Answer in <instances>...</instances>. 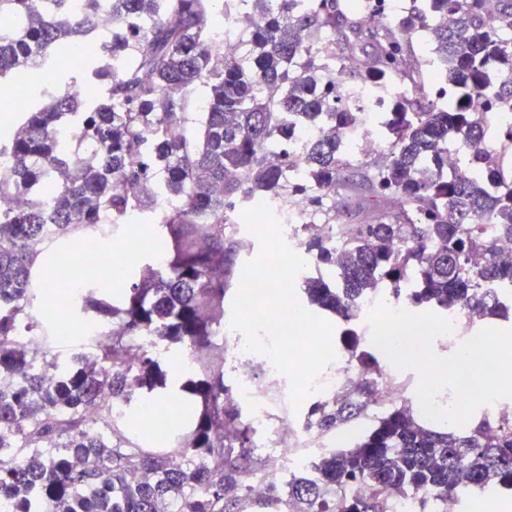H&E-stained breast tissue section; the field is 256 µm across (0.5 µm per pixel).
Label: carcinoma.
<instances>
[{
    "instance_id": "cac0c4a2",
    "label": "carcinoma",
    "mask_w": 512,
    "mask_h": 512,
    "mask_svg": "<svg viewBox=\"0 0 512 512\" xmlns=\"http://www.w3.org/2000/svg\"><path fill=\"white\" fill-rule=\"evenodd\" d=\"M217 0H0V78L13 84L56 80V63L81 48L84 100L67 89L34 108L0 92V112H22L1 130L12 157L0 178V498L23 501L37 489L48 512H329L326 489L364 484L339 512H391L387 490L435 512L464 486L481 496L512 482V423L491 414L463 430L437 431L406 404L394 406L349 448L323 454L319 479L288 480L287 499L267 485L245 504L252 480L277 459L259 452L242 410L229 400L220 365L181 391L187 436L145 448L127 423L110 419L107 392L128 410L168 388L158 351L207 346L224 319V299L241 277L244 253L237 212L257 200L284 204L307 196L311 214L341 228L343 245L303 236L318 277L302 282L311 308L358 321L356 302L385 288L411 310L444 313L464 306L473 321H512V179L499 181L492 147L512 144V124L488 129L484 113L512 111V0H413L386 31L348 16L343 0H247L260 21L247 27V56L214 46L209 13ZM112 13L114 30L96 33L95 14ZM426 32L431 62L448 82L443 104L412 64L410 31ZM398 82L382 131V155L362 161L341 150L355 121L352 91ZM204 89L199 136L184 133L185 99ZM79 123L75 138L59 136ZM319 136L296 152L285 147L293 124ZM467 155L448 165V147ZM304 180L289 178L295 167ZM159 210L163 260L126 286L84 289L89 320L113 325L109 343L74 352L54 371L55 344L42 368L15 336L44 302L35 257L54 239L131 211ZM154 337L152 346L137 339ZM360 376L352 389L311 402L302 421L338 431L356 421L370 396Z\"/></svg>"
}]
</instances>
